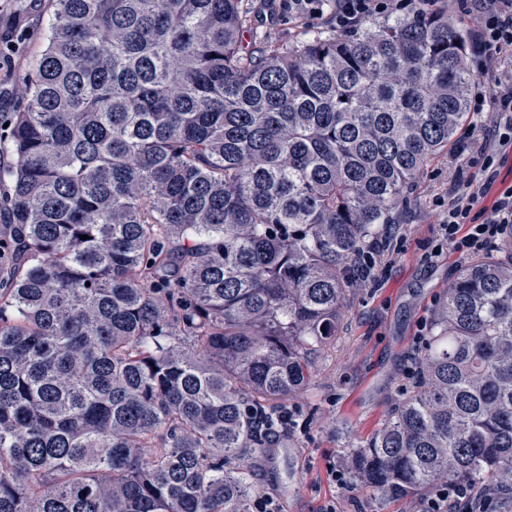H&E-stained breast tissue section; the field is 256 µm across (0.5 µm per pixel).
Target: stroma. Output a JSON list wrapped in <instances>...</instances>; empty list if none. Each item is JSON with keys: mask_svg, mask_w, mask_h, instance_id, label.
<instances>
[{"mask_svg": "<svg viewBox=\"0 0 512 512\" xmlns=\"http://www.w3.org/2000/svg\"><path fill=\"white\" fill-rule=\"evenodd\" d=\"M49 0H0V119L22 107L20 86L43 46ZM462 162L456 149L436 158L418 178L413 202L391 225L397 250L375 258L365 282L347 295L335 339L321 351L306 389L280 402L295 424L277 437L252 473L256 493L271 492L288 512H418L417 496L376 500L363 487L349 493L331 477L347 467L350 449L363 445L402 402L409 360L427 336L432 311L448 280L468 259L430 252L442 240L439 213L452 200L450 177Z\"/></svg>", "mask_w": 512, "mask_h": 512, "instance_id": "35a3bbf8", "label": "stroma"}]
</instances>
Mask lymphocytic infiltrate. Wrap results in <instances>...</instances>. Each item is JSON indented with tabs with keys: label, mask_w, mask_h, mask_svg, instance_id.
I'll return each instance as SVG.
<instances>
[{
	"label": "lymphocytic infiltrate",
	"mask_w": 512,
	"mask_h": 512,
	"mask_svg": "<svg viewBox=\"0 0 512 512\" xmlns=\"http://www.w3.org/2000/svg\"><path fill=\"white\" fill-rule=\"evenodd\" d=\"M441 0H334L324 12L322 0H285L289 17H328L336 31L349 32L364 21L397 11L435 12ZM471 22L468 60L477 81L470 109L487 114V122L473 125L459 145L468 156L466 168L457 169L452 184L456 198L448 205L443 229L449 248L463 255L487 252L505 225L512 224V187L499 194L491 212L476 219L472 211L491 189L496 171L490 139L499 145L512 142V67L503 56L512 52V0H455ZM486 502L473 499L469 488L441 482L424 502L422 512H486Z\"/></svg>",
	"instance_id": "lymphocytic-infiltrate-1"
}]
</instances>
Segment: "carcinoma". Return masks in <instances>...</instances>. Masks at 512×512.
Segmentation results:
<instances>
[{
    "label": "carcinoma",
    "mask_w": 512,
    "mask_h": 512,
    "mask_svg": "<svg viewBox=\"0 0 512 512\" xmlns=\"http://www.w3.org/2000/svg\"><path fill=\"white\" fill-rule=\"evenodd\" d=\"M0 131V512H251V460L354 266L469 117V20L243 44L246 0H52ZM88 239L82 240L80 236ZM380 498L512 482V225L452 275Z\"/></svg>",
    "instance_id": "carcinoma-1"
}]
</instances>
